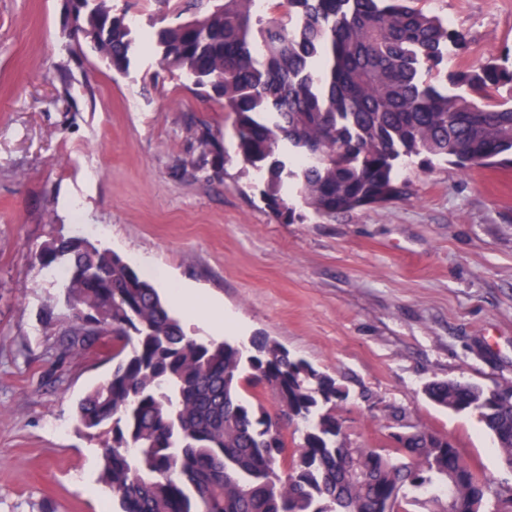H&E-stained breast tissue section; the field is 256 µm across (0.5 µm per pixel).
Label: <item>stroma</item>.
Wrapping results in <instances>:
<instances>
[{"label":"stroma","instance_id":"stroma-1","mask_svg":"<svg viewBox=\"0 0 512 512\" xmlns=\"http://www.w3.org/2000/svg\"><path fill=\"white\" fill-rule=\"evenodd\" d=\"M467 33L440 69L503 61L512 0H418ZM135 45L118 73L75 56L65 0H0V512H115L101 448L76 405L112 369V339L62 359L71 311L35 259L81 236L220 301L245 336L263 334L336 377L351 440L389 444L392 410L447 434L465 460L512 482L474 413L424 393L434 380L512 383V169L400 158L406 196L285 224L266 177L234 152L222 99L164 71L142 39L154 0H112ZM208 131L223 159L203 153Z\"/></svg>","mask_w":512,"mask_h":512}]
</instances>
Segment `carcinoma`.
<instances>
[{"label": "carcinoma", "mask_w": 512, "mask_h": 512, "mask_svg": "<svg viewBox=\"0 0 512 512\" xmlns=\"http://www.w3.org/2000/svg\"><path fill=\"white\" fill-rule=\"evenodd\" d=\"M177 17L155 33L159 63L185 70L224 98L239 159L267 174L275 216L296 220L292 193L313 213H338L406 195L395 162L424 155L462 168L512 166V68L489 62L432 81L448 43L467 35L413 0H157ZM71 21V51L87 45L113 70L128 67L131 30L111 0H89ZM297 15L295 25L288 17ZM288 145L294 164L282 158ZM38 260L66 268L72 319L65 352L82 357L112 335V371L77 403L91 436H106L101 479L119 512H512V486L468 464L448 435L395 411L391 446L350 440L336 415V378L290 357L277 341L250 346L185 334L151 280L120 255L84 251L76 237ZM425 393L478 413L512 471V384L436 380ZM299 439H288V426Z\"/></svg>", "instance_id": "cac0c4a2"}]
</instances>
